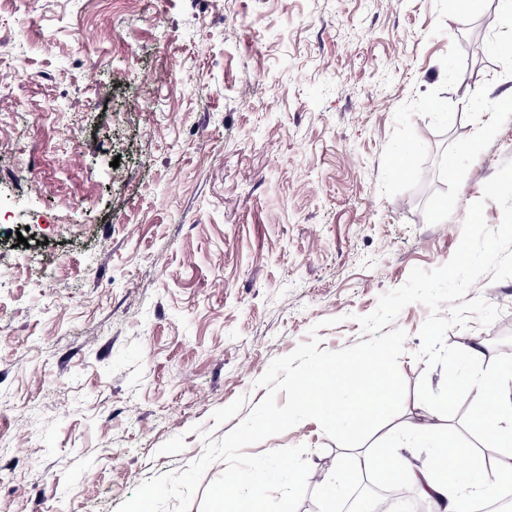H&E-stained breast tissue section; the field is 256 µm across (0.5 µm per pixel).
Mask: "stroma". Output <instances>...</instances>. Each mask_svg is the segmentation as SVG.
<instances>
[{
	"label": "stroma",
	"mask_w": 512,
	"mask_h": 512,
	"mask_svg": "<svg viewBox=\"0 0 512 512\" xmlns=\"http://www.w3.org/2000/svg\"><path fill=\"white\" fill-rule=\"evenodd\" d=\"M510 40L501 0H0V512H115L311 327L363 341L512 160ZM468 295L512 329V279ZM428 315L397 317L404 406L362 446L314 420L250 446H307L298 512L432 455L400 430L443 380ZM437 432L496 445L468 400Z\"/></svg>",
	"instance_id": "1"
}]
</instances>
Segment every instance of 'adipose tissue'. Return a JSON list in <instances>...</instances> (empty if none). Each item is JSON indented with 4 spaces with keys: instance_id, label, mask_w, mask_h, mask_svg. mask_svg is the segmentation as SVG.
<instances>
[{
    "instance_id": "ef3b65f1",
    "label": "adipose tissue",
    "mask_w": 512,
    "mask_h": 512,
    "mask_svg": "<svg viewBox=\"0 0 512 512\" xmlns=\"http://www.w3.org/2000/svg\"><path fill=\"white\" fill-rule=\"evenodd\" d=\"M470 387L476 417L484 422L488 435L498 437L501 423H512V376L499 371L485 373ZM506 474H512V435L500 439L491 470H473L467 480L461 481L448 476L434 458L412 472L410 481L431 512H461V505L468 498L512 493V485L502 480Z\"/></svg>"
}]
</instances>
